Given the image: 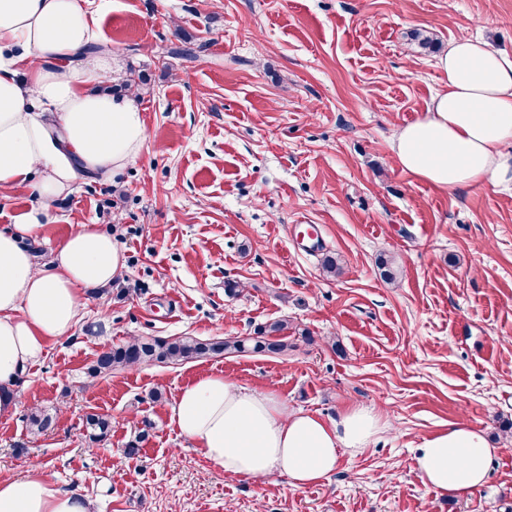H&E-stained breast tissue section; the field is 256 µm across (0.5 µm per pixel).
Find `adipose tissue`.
<instances>
[{
    "mask_svg": "<svg viewBox=\"0 0 512 512\" xmlns=\"http://www.w3.org/2000/svg\"><path fill=\"white\" fill-rule=\"evenodd\" d=\"M98 39L86 0H0V195L26 189L37 202L0 231V415L15 407L18 375L42 358L46 342L70 332L84 289L105 287L125 267L111 235L85 224L36 268L23 237L51 219L50 205L82 178L116 177L142 150L146 121L135 93L98 84L120 68ZM447 90L428 114L404 126L394 144L403 170L437 187L512 182V63L485 41L452 43L437 61ZM171 420L224 472L252 479L287 476L304 487L329 478L342 450L358 453L381 432V418L352 407L331 422L259 391L205 375L180 391ZM494 451L457 422L422 440L415 468L444 495L483 484ZM0 512H94L90 499L46 477L0 479Z\"/></svg>",
    "mask_w": 512,
    "mask_h": 512,
    "instance_id": "ef3b65f1",
    "label": "adipose tissue"
}]
</instances>
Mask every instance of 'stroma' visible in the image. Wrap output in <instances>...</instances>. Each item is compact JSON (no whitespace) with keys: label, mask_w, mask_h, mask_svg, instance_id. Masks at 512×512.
Segmentation results:
<instances>
[{"label":"stroma","mask_w":512,"mask_h":512,"mask_svg":"<svg viewBox=\"0 0 512 512\" xmlns=\"http://www.w3.org/2000/svg\"><path fill=\"white\" fill-rule=\"evenodd\" d=\"M93 8L123 76L100 85L141 86L148 138L113 180L58 197L24 244L42 268L95 224L125 268L85 289L74 328L17 378L16 407L0 416V479L41 472L95 512H512V184L441 189L392 149L446 87L437 59L451 43L479 38L512 61V0ZM304 224L321 226V251L295 250ZM328 256L340 276L324 272ZM277 320L288 323L280 355L89 374L101 351L139 336L253 338ZM209 374L327 421L365 407L384 427L319 484L230 475L170 418L179 392ZM38 410L53 418L41 436L29 431ZM90 413L112 418L103 442L87 435ZM461 419L497 453L482 487L446 497L423 484L412 450Z\"/></svg>","instance_id":"1"}]
</instances>
